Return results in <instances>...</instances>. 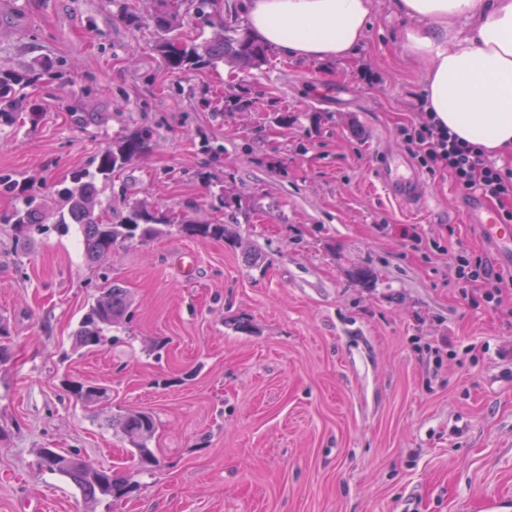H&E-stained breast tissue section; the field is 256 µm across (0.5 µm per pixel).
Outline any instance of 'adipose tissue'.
<instances>
[{
	"label": "adipose tissue",
	"mask_w": 512,
	"mask_h": 512,
	"mask_svg": "<svg viewBox=\"0 0 512 512\" xmlns=\"http://www.w3.org/2000/svg\"><path fill=\"white\" fill-rule=\"evenodd\" d=\"M373 0H238L249 27L294 61L342 60ZM407 53L426 67L428 116L490 159L512 161V0H392Z\"/></svg>",
	"instance_id": "ef3b65f1"
}]
</instances>
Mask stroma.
I'll list each match as a JSON object with an SVG mask.
<instances>
[{
    "label": "stroma",
    "mask_w": 512,
    "mask_h": 512,
    "mask_svg": "<svg viewBox=\"0 0 512 512\" xmlns=\"http://www.w3.org/2000/svg\"><path fill=\"white\" fill-rule=\"evenodd\" d=\"M112 0H0V64L51 62L35 121L0 126V175L46 189L141 124L157 135L100 199L145 200L235 240L173 231L87 263L78 230L16 244L0 223V512H512V315L462 292L457 255L494 258L445 172L417 167L423 205L378 181L425 119L406 22L373 0L344 60L167 73L152 26ZM251 99L244 112L227 96ZM90 115L87 126L71 114ZM287 121H280V114ZM208 136L218 154L200 149ZM233 188L221 212L210 194ZM369 271L361 280L356 270ZM132 296L116 343L73 334L109 279ZM105 388L93 408L67 380ZM151 412L158 468L115 502L84 501L40 464L53 448L130 469L110 425Z\"/></svg>",
    "instance_id": "35a3bbf8"
}]
</instances>
